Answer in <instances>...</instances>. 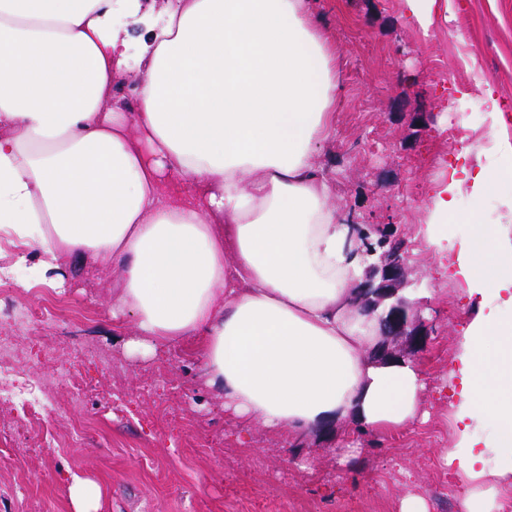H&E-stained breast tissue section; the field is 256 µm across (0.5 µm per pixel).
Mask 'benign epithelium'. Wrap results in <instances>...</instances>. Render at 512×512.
Here are the masks:
<instances>
[{"mask_svg":"<svg viewBox=\"0 0 512 512\" xmlns=\"http://www.w3.org/2000/svg\"><path fill=\"white\" fill-rule=\"evenodd\" d=\"M356 238L363 241L365 255L375 257L365 270L360 287L359 305L363 312L377 315L382 336H401L412 347L422 345L428 336L426 322L418 312L399 295L406 282V263L402 248L388 241L368 242V234L361 225L352 223Z\"/></svg>","mask_w":512,"mask_h":512,"instance_id":"7a95c632","label":"benign epithelium"}]
</instances>
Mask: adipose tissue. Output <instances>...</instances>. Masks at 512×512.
Wrapping results in <instances>:
<instances>
[{"label": "adipose tissue", "instance_id": "1", "mask_svg": "<svg viewBox=\"0 0 512 512\" xmlns=\"http://www.w3.org/2000/svg\"><path fill=\"white\" fill-rule=\"evenodd\" d=\"M119 14L152 33L134 112L112 97L131 50ZM335 96L336 50L306 0H0V224L35 244L53 287L73 254L111 269L130 352L193 344L234 420L290 443L333 421L353 456L360 431L418 419L425 376L366 354L378 338L356 307L366 258L316 162ZM476 101L500 163L443 174L424 232L477 309L450 371L457 512H500L512 489V229L448 230L461 193L479 201L512 177L492 88Z\"/></svg>", "mask_w": 512, "mask_h": 512}]
</instances>
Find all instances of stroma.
I'll use <instances>...</instances> for the list:
<instances>
[{
	"mask_svg": "<svg viewBox=\"0 0 512 512\" xmlns=\"http://www.w3.org/2000/svg\"><path fill=\"white\" fill-rule=\"evenodd\" d=\"M314 21L336 46L340 68L333 135L318 163L336 184L341 213L378 225L398 243L409 268L402 295L430 319L427 343L411 353L426 375V421L361 437L360 453L340 455L328 433L291 445L259 421L224 414V401L205 384L190 346L175 344L150 357L128 355L130 324L112 319V274L84 256L72 257L64 289L34 276L33 306L54 299L85 319L41 332L15 329L0 312V338L11 344L23 374L43 373L58 408L48 432L0 406V512H72V475H92L107 488L104 512H398L408 493L429 512H457L460 481L432 482L452 446L450 376L459 329L471 315L465 285L441 277L424 243L422 206L448 167L461 165L477 143L483 162H496L484 107L471 104L480 84L498 92L505 136L512 139V0H450L423 38L404 0H307ZM449 62L455 80L432 76ZM431 113L422 121V113ZM457 138H449V130ZM512 178L481 202L458 198L449 230L469 232L468 217L498 223ZM84 388L75 399L72 383ZM85 436L72 441L74 422ZM308 468H299V461Z\"/></svg>",
	"mask_w": 512,
	"mask_h": 512,
	"instance_id": "35a3bbf8",
	"label": "stroma"
}]
</instances>
